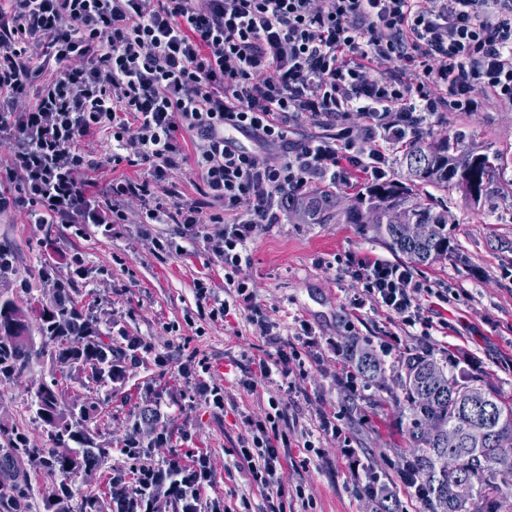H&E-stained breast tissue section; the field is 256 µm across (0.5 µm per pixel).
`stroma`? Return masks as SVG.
<instances>
[{
    "instance_id": "1",
    "label": "stroma",
    "mask_w": 512,
    "mask_h": 512,
    "mask_svg": "<svg viewBox=\"0 0 512 512\" xmlns=\"http://www.w3.org/2000/svg\"><path fill=\"white\" fill-rule=\"evenodd\" d=\"M434 137L458 139L463 145L499 157L494 182L480 200L461 192L430 189L423 198L448 211L446 259L415 266V277L433 288L431 335L413 336L401 321L379 308L352 309L356 283L338 263L347 254H371L399 263L401 254L373 238L360 224H310L295 209L282 223L261 230L249 243V263L242 274L254 287V302L278 326L277 340L256 335L247 314L230 321L213 320L212 299H200L198 279L209 281L216 296L224 294V263L200 238L185 236L179 224H60L52 237L42 225L29 223L24 209L0 212V247L14 256V272L0 278L1 288L29 280L38 293L42 266L52 282L88 295L103 324L113 332L137 337L141 362L123 383L113 385L99 429L111 441V465H127L121 451L138 408L162 395L161 427L171 437L154 449L150 462L163 466L170 456L189 464L206 458L210 478L199 489L201 512L229 507L265 512L246 464L235 450L248 439L245 416H264L271 402L285 404L289 418L288 464L281 477L286 487H302L304 498H290L287 512H368L361 484L341 453L351 443L385 483L408 454L401 413L388 389L349 379L345 359L348 337L374 349L390 343L386 376L395 379L404 355L432 351L437 358L455 355L472 360L483 378L504 399H512V104L485 98L476 112H447ZM81 149L94 164L91 178H136L143 170L112 163V132L101 129L82 138ZM172 239L183 254L156 246ZM308 322L318 340L306 348L299 335ZM301 350L304 374L243 381L259 361L277 359L279 351ZM51 363L35 374L0 386V420L26 427L32 441L40 431L30 425L26 399ZM221 389L223 407H215L210 388ZM338 416L341 438L324 434L323 413ZM320 443L324 454L301 465L299 442Z\"/></svg>"
}]
</instances>
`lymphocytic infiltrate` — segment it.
<instances>
[{
    "label": "lymphocytic infiltrate",
    "mask_w": 512,
    "mask_h": 512,
    "mask_svg": "<svg viewBox=\"0 0 512 512\" xmlns=\"http://www.w3.org/2000/svg\"><path fill=\"white\" fill-rule=\"evenodd\" d=\"M488 96L512 103V0H0V187L22 184L17 197L0 191V211L27 207L34 224L208 225L229 296L212 317L250 310L271 337L241 275L257 232L312 183L383 182L392 146ZM305 122L318 134L289 141ZM104 127L113 165L146 176L90 187L78 143ZM187 164L198 198L158 196ZM345 271L357 307L429 335L410 266L352 256ZM287 417L246 418L252 444L237 451L271 512L287 496Z\"/></svg>",
    "instance_id": "f902f5d3"
}]
</instances>
